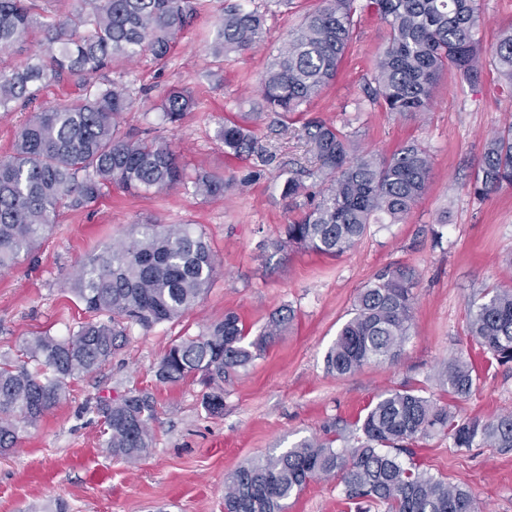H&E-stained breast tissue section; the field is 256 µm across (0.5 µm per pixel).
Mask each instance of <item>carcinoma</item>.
I'll return each instance as SVG.
<instances>
[{"instance_id": "1", "label": "carcinoma", "mask_w": 512, "mask_h": 512, "mask_svg": "<svg viewBox=\"0 0 512 512\" xmlns=\"http://www.w3.org/2000/svg\"><path fill=\"white\" fill-rule=\"evenodd\" d=\"M55 0H0V54L9 55L38 28L45 51L17 65L0 64V112L37 102L44 86L64 79L79 90L75 104L35 110L16 131L12 152L0 158V271L11 269L54 224L61 204L80 210L115 183L133 193L169 190L186 183L171 147L157 139H133L119 129L132 109L128 86L96 85L92 75L127 62L142 51L165 59L195 11L192 0H76L60 14ZM356 0H322L299 28L288 34L261 79L263 109L288 116L306 112L336 79L351 39ZM388 28L386 45L373 65V100L388 112H425L446 74L475 86L485 63L479 38V0H366ZM266 7L244 0L224 9L211 50L218 59L241 54L263 33ZM497 81L512 87V28L491 46ZM198 108L191 91L173 87L160 100L162 120L180 122ZM321 164L326 184L319 200L285 225L277 250L300 246L336 256L353 247L373 224H398L428 188L427 152L409 143L388 156L354 153L349 135L335 125L311 120L303 126ZM224 150L236 157L273 154L257 149L244 122L228 120ZM205 197L224 195V178L199 172L191 181ZM512 186V126L485 145L474 189L487 195ZM129 242L106 244L82 265L72 292L87 311L106 320L82 322L68 336L46 333L24 341L22 359L0 361V451L16 442L23 427L36 425L65 397L68 383L97 370L127 339L179 317L194 306L216 274L213 251L191 224H140ZM415 282L401 266L386 269L362 289L350 317L325 354L338 375L370 364L394 362L410 335ZM278 311L260 332L249 335L239 317L224 319L198 337L174 344L158 364L161 382L200 375L211 384L249 366L292 321ZM470 333L499 363L512 361V288H499L470 305ZM478 380L466 359L443 362L437 382L454 398L469 397ZM205 409L224 410V391L203 395ZM107 447L127 462L152 445V404L127 394L101 400ZM360 435L349 447L337 438H302L261 460L248 461L225 481L224 512H285L288 501L309 482L338 477L345 496L385 512H480L466 487L403 460L408 445L435 435L456 448H512V413L494 419H459L448 404L417 389L386 390L357 420Z\"/></svg>"}]
</instances>
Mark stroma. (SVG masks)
Masks as SVG:
<instances>
[{
    "instance_id": "stroma-1",
    "label": "stroma",
    "mask_w": 512,
    "mask_h": 512,
    "mask_svg": "<svg viewBox=\"0 0 512 512\" xmlns=\"http://www.w3.org/2000/svg\"><path fill=\"white\" fill-rule=\"evenodd\" d=\"M231 0H199L192 24L165 60L143 53L109 72L129 84L136 102L120 130L166 139L188 174L224 177L223 197L179 186L132 195L104 189L90 207L60 209L52 230L32 257L0 272V359H16L36 333L69 335L90 320L70 290L77 264L113 240H131L135 225L192 224L215 254L218 273L198 303L181 317L144 330L96 371L72 380L63 403L37 425L23 429L15 446L0 452V512H45L62 501L68 512H224V481L246 461L288 447L303 437L337 435L352 443L356 422L387 389L415 387L436 393L434 375L460 353L476 367L472 396L453 402L458 418L482 420L512 411V363L489 362L469 333V304L485 291L512 286V188L485 197L474 193V175L489 134L512 126V89L485 78L469 86L445 76L428 111L402 116L372 103L366 93L372 63L387 28L375 15L357 17L338 75L309 114L282 122L267 112L254 135L276 155L272 165L224 151L225 121L251 112L267 65L283 38L316 9L319 0H267L266 29L252 49L215 61L210 43ZM173 86L200 102L181 123H163L156 108ZM350 133L356 150L388 155L407 142L428 153L431 173L423 199L398 224H374L347 252L330 257L300 248L275 251L285 224L319 193L323 176L301 138L307 118ZM299 177L302 197L288 199V177ZM411 270L416 304L402 355L394 364L368 366L339 376L324 357L357 293L387 267ZM282 308L295 317L287 330L247 369L224 381V410L202 403L197 377L159 382L155 369L174 344L199 336L236 313L258 333ZM148 396L154 407L152 446L134 464L113 458L97 411L102 399L128 393ZM413 458L422 470L470 489L483 512H512V448H456L446 438L420 441ZM288 512H355L339 479L312 481L290 500Z\"/></svg>"
}]
</instances>
